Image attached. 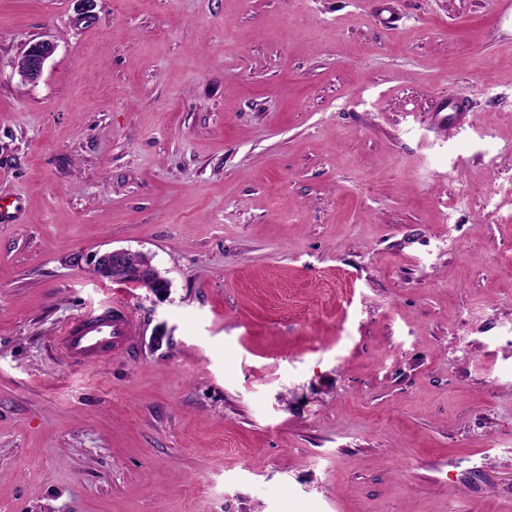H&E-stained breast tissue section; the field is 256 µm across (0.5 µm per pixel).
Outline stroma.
<instances>
[{
  "mask_svg": "<svg viewBox=\"0 0 512 512\" xmlns=\"http://www.w3.org/2000/svg\"><path fill=\"white\" fill-rule=\"evenodd\" d=\"M373 3L0 0V512H512V16ZM57 45L51 40H38L31 43L24 52L25 64L18 68L21 80L29 84H37L40 80L45 63L51 58ZM133 254L136 253L126 249H115L99 253L94 259V272L96 276L100 278L106 276L112 279V281L125 282L131 277L127 270L125 259ZM138 318L118 299L67 323L55 338L66 359L96 364L107 356L123 353L138 330Z\"/></svg>",
  "mask_w": 512,
  "mask_h": 512,
  "instance_id": "1",
  "label": "stroma"
}]
</instances>
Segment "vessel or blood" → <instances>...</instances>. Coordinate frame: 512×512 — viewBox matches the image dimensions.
Returning <instances> with one entry per match:
<instances>
[{
	"label": "vessel or blood",
	"mask_w": 512,
	"mask_h": 512,
	"mask_svg": "<svg viewBox=\"0 0 512 512\" xmlns=\"http://www.w3.org/2000/svg\"><path fill=\"white\" fill-rule=\"evenodd\" d=\"M138 325L135 312L116 299L63 326L55 346L64 358L95 364L125 352Z\"/></svg>",
	"instance_id": "obj_1"
}]
</instances>
